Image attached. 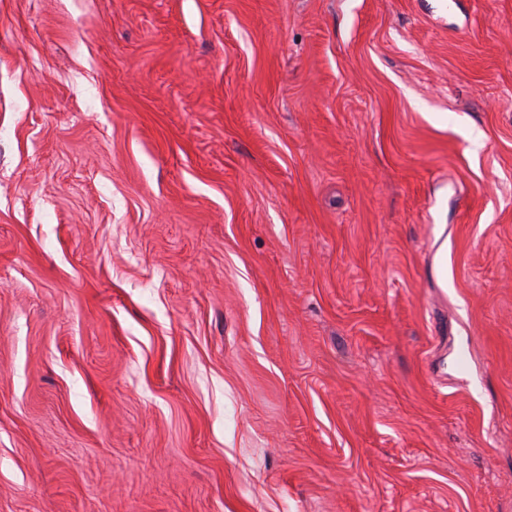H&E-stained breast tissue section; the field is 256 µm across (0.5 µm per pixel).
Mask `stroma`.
<instances>
[{"label": "stroma", "mask_w": 512, "mask_h": 512, "mask_svg": "<svg viewBox=\"0 0 512 512\" xmlns=\"http://www.w3.org/2000/svg\"><path fill=\"white\" fill-rule=\"evenodd\" d=\"M0 512H512V0H0Z\"/></svg>", "instance_id": "1"}]
</instances>
